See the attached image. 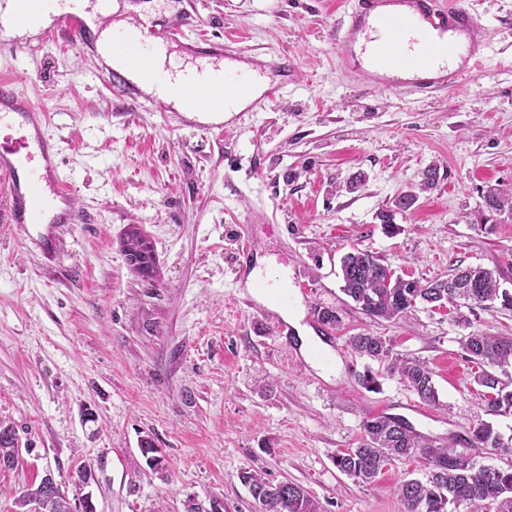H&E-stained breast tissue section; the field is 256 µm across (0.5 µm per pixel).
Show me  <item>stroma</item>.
<instances>
[{
    "label": "stroma",
    "instance_id": "stroma-1",
    "mask_svg": "<svg viewBox=\"0 0 512 512\" xmlns=\"http://www.w3.org/2000/svg\"><path fill=\"white\" fill-rule=\"evenodd\" d=\"M118 19L163 28L185 0H122ZM342 0H203L194 33L232 39L245 64L276 81L270 65L290 55L300 70L268 112L224 117L208 133L190 115L153 111L92 76L96 45L22 38L0 48V78L50 115L61 173L79 217L41 225L28 238L0 221V419L23 450L0 471V512L23 487L52 474L70 489L94 467L98 512H261L243 484L252 471L292 481L321 512H403L397 485L427 480L422 455L359 482L334 464L356 447L363 423L404 419L429 448L465 451L473 426L491 420L512 437V413L488 416L462 339L470 331L512 336V310L417 307L372 320L341 290L340 259L359 249L407 279L447 278L480 265L512 291V215L480 224L481 193L512 185V0H459L479 14L491 49L462 90L424 96L361 85L337 54ZM442 178L398 217L376 220L428 166ZM362 176L353 193L337 183ZM151 235L161 278L149 285L125 262L127 225ZM261 272L302 271L287 308L235 278L242 239ZM337 309L342 327L314 322ZM291 312L323 345L321 356L282 336L272 317ZM390 338L402 356L432 370L438 404L421 402L385 362L360 357L349 336ZM373 372L375 390L360 377ZM150 439L168 462L154 474Z\"/></svg>",
    "mask_w": 512,
    "mask_h": 512
}]
</instances>
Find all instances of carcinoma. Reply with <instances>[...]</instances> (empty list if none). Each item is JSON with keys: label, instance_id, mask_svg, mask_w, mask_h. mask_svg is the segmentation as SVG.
Listing matches in <instances>:
<instances>
[{"label": "carcinoma", "instance_id": "1", "mask_svg": "<svg viewBox=\"0 0 512 512\" xmlns=\"http://www.w3.org/2000/svg\"><path fill=\"white\" fill-rule=\"evenodd\" d=\"M440 180L439 169L427 167L418 190L398 194L391 206L381 210L376 219L384 227L395 225L396 216L412 210L419 193L433 189ZM483 207L489 213H512V188H489L482 194ZM341 290L362 312L371 318L395 320L405 317L419 304L439 303L446 299L462 300L469 307L484 306L498 300L512 309L506 291L500 289L496 274L481 266L466 267L451 274L446 280L423 283L419 280H391V267L377 256L354 249L341 259ZM352 350L360 355L388 362L389 372L397 375L424 402L438 399L429 367L416 359L393 352L390 339L373 334L350 337ZM463 347L470 360L490 367L512 364V337L491 336L473 331L464 337ZM512 412V392L487 401V412L497 415ZM501 436L489 422L482 421L473 427L470 436L472 451L480 448L503 447ZM18 438L14 426L0 421V470L12 469L18 462ZM425 454L431 470L428 480L402 481L397 495L404 512H449L448 506L468 503L479 512H512V467L490 470L478 464L472 456L453 448L446 450V457L436 459L432 452L422 447L416 435L402 422L387 416H375L363 424V435L355 448L336 453V468L343 474L368 482L380 473L391 460H401L416 452ZM243 483L260 494L263 512H320L318 503L299 485L284 482L277 487L257 473L246 471ZM38 500L43 512H73L65 491L53 485L44 476L38 484L23 488L15 497V512H28L30 501Z\"/></svg>", "mask_w": 512, "mask_h": 512}]
</instances>
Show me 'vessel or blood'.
Instances as JSON below:
<instances>
[{
    "label": "vessel or blood",
    "mask_w": 512,
    "mask_h": 512,
    "mask_svg": "<svg viewBox=\"0 0 512 512\" xmlns=\"http://www.w3.org/2000/svg\"><path fill=\"white\" fill-rule=\"evenodd\" d=\"M58 0H38L39 11L53 17L45 41L64 37L86 41L87 26L74 11H61ZM202 22L197 12L164 30L131 23L116 31L113 44L130 64L146 59L156 38L178 40ZM478 19L458 0H351L347 18L336 37L338 52L362 74L365 85L381 91L404 87L421 94L456 88L473 78L489 46L477 33ZM282 82L269 85L258 108L280 98L284 81L296 70L294 57L278 58ZM95 75L114 91L138 101L140 88L126 69L100 61ZM42 109L0 79V211L10 224H40L52 200L71 201L72 190L53 164L57 149L45 132Z\"/></svg>",
    "instance_id": "obj_1"
}]
</instances>
